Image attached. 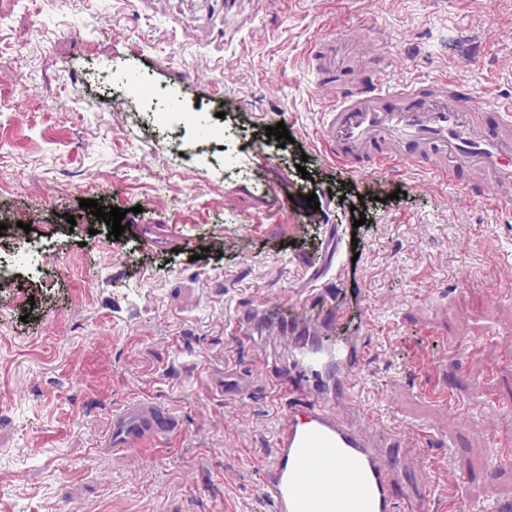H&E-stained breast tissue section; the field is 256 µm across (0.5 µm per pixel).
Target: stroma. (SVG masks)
I'll return each instance as SVG.
<instances>
[{
    "label": "stroma",
    "mask_w": 512,
    "mask_h": 512,
    "mask_svg": "<svg viewBox=\"0 0 512 512\" xmlns=\"http://www.w3.org/2000/svg\"><path fill=\"white\" fill-rule=\"evenodd\" d=\"M224 2L0 0V512H271L255 473L283 410L277 354L224 321L288 305L334 246L371 350L353 404L417 448L403 483L426 475L425 512L512 505V466L493 493L482 482L512 455V211L410 168L337 174L313 140L334 100L304 61L365 23L385 88L451 72L480 100L512 97V0ZM123 72L199 124L157 125ZM280 122L289 144L266 134ZM84 199L125 209L119 239ZM137 398L180 433L112 452V416Z\"/></svg>",
    "instance_id": "obj_1"
}]
</instances>
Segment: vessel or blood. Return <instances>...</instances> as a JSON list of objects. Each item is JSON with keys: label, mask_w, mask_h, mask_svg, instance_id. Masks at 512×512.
Here are the masks:
<instances>
[{"label": "vessel or blood", "mask_w": 512, "mask_h": 512, "mask_svg": "<svg viewBox=\"0 0 512 512\" xmlns=\"http://www.w3.org/2000/svg\"><path fill=\"white\" fill-rule=\"evenodd\" d=\"M312 86L332 93L316 138L342 176L376 177L410 167L428 178L457 186L469 199L494 208H512V101L478 107L473 90L458 77H419L392 90L378 83L372 59L380 56L365 26L340 40L315 39L309 46ZM261 305L235 315L225 334L245 342L250 329L264 325L287 348L289 369L274 386L286 402L278 421L271 461L256 479L271 496L274 512H300L296 488L312 497L339 499L353 479L346 461L356 462L367 481L374 512H413L426 496L400 487L416 451L381 423L375 413L339 412L352 401L355 375L368 360L364 341L345 337L348 314L337 293L311 284L287 319L262 323ZM339 334L337 350H323L315 338ZM179 431L172 411L148 399L121 406L112 419L113 449L158 448Z\"/></svg>", "instance_id": "obj_1"}]
</instances>
